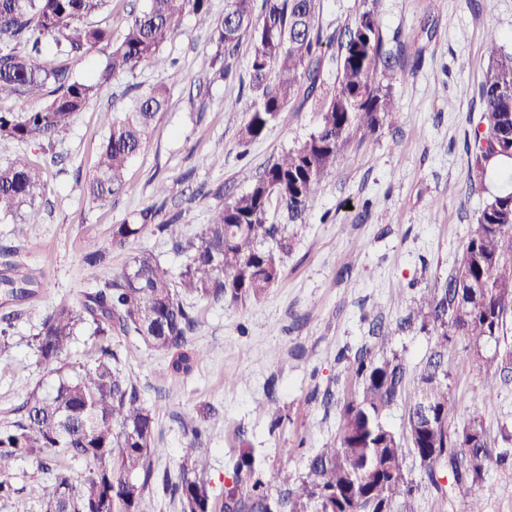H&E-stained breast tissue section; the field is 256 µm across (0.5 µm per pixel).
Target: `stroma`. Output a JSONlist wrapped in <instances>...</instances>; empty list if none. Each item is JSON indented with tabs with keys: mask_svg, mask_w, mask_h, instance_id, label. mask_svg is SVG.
Masks as SVG:
<instances>
[{
	"mask_svg": "<svg viewBox=\"0 0 512 512\" xmlns=\"http://www.w3.org/2000/svg\"><path fill=\"white\" fill-rule=\"evenodd\" d=\"M148 6L149 0H107L90 20L110 28L118 41L131 13ZM375 11L387 47L398 55L392 92L399 113L344 149L297 231L280 283L239 308L193 299L191 345L204 355L189 374L175 373L164 354L132 351L125 337L113 339L153 416L163 450L154 460L156 473L178 476L190 430L200 427L217 503L232 482L243 435L266 468L292 480L305 474L308 458L338 429L339 412L325 410L323 393L329 389L342 398L351 390L341 353L369 343L416 373L434 332L421 321L408 326L404 320L457 267L487 192L501 185L494 175L482 180L471 171L469 152L482 116L486 35L495 31L512 49V0H376ZM180 28L162 48L172 62L167 73L145 66L110 78L54 150L0 139L1 165L26 156L46 183L44 197L23 208L21 217L0 218V264L8 260L41 275L40 288L26 301H0V427L16 420L30 389L55 380L37 366L30 345L49 309L83 300L141 252L180 272L183 259L169 240L146 234L117 248L113 225L156 204L161 219H176L196 233L228 195L246 190L273 158L316 126V111L307 105L287 124L242 144L251 40L239 44L227 78L206 83L200 63L212 51L210 34L191 15ZM106 59L101 46L65 55L49 44L43 52L46 67L66 68L84 80L96 79ZM161 80L169 87L168 106L128 166L126 192L110 207L93 206L84 188L106 133L103 113L122 111ZM161 184L167 189L162 197L156 193ZM98 249L109 251L107 265L80 264L81 254ZM372 310L381 316L382 335L369 333ZM475 348L462 338L448 355V424L479 421L497 441L502 431L512 432V384L487 395L481 373L469 364ZM270 386L285 415L275 430L261 408ZM55 464L52 456L16 461L10 475L16 493L0 499V512H41V488ZM407 466L416 490L396 512H463L461 500L424 481L415 459ZM479 493L484 512H512V467L489 466Z\"/></svg>",
	"mask_w": 512,
	"mask_h": 512,
	"instance_id": "obj_1",
	"label": "stroma"
}]
</instances>
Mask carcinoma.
I'll return each mask as SVG.
<instances>
[{
  "mask_svg": "<svg viewBox=\"0 0 512 512\" xmlns=\"http://www.w3.org/2000/svg\"><path fill=\"white\" fill-rule=\"evenodd\" d=\"M105 2L0 0V100H38L45 90L51 96L27 112L0 111V138L50 146L109 78L147 64L166 69L162 46L179 36L186 14L210 30L216 52L203 66L218 78L227 75V60L240 40L252 39V100L240 128L242 141H256L269 126L288 122L290 104L300 95L317 108L319 121L307 138L269 162L247 191L216 209L200 233L187 236L182 225L158 220L152 206L112 225V244L119 247L146 232L169 238L186 259L179 274L141 252L120 277L97 286L77 305L56 304L42 319L32 343L37 363L57 381L28 392L21 418L0 428V499L13 495L10 472L21 458L49 453L84 465L81 482L66 466L55 469L42 488V512H141L154 479L153 458L162 449L155 443L152 414L112 338L132 336L170 356L175 372H190L201 352L189 345L196 321L187 299L243 307L264 298L279 283L296 229L306 223L344 148L397 112L386 84L394 56L372 7L325 37L316 25L321 0H225L219 18L211 16L209 0H149L114 43L109 28L86 22ZM48 41L67 53L103 44L109 48L106 67L95 82L63 67L49 69L41 61ZM334 44L336 81L328 87L323 46ZM486 50L489 65L479 88L484 127L474 129L472 158L480 175L493 170L504 187L488 194L458 267L423 298L420 310L433 323L436 342L408 395L404 434L387 426L384 416L406 392L405 364L364 344L339 357L353 390L340 408L336 437L309 458L306 474L290 484L281 472L261 469L242 438L221 512H393L415 490L407 478V448L437 491L466 501V512H483L475 487L485 468L512 464V453L497 448L482 425L448 427V346L457 337L500 342L512 311V51L493 32ZM168 92L159 83L125 111L103 113L107 134L85 186L92 203L109 206L125 191L126 166L147 145ZM45 191L26 157L0 166L1 217L17 216ZM39 285L37 272L4 263V297L22 301ZM80 336L87 337L94 358L89 365H70L63 356ZM470 365L483 374L491 395L512 381V347L490 355L477 349ZM445 472L452 475L448 486L441 484ZM277 483L273 497L268 488ZM166 489L182 512H213L209 464L196 426L183 448L180 475Z\"/></svg>",
  "mask_w": 512,
  "mask_h": 512,
  "instance_id": "carcinoma-1",
  "label": "carcinoma"
}]
</instances>
